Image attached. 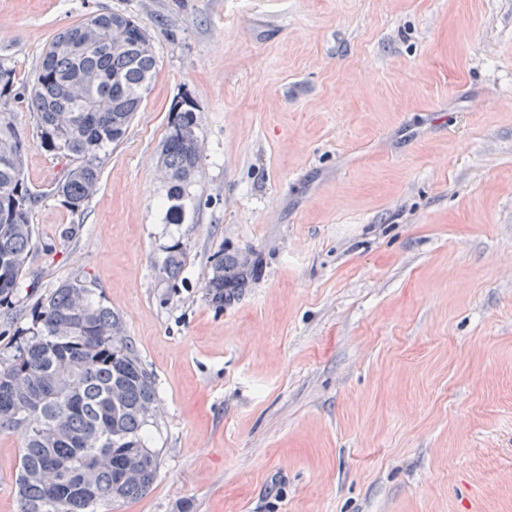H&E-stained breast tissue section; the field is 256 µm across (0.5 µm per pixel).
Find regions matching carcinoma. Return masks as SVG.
I'll return each mask as SVG.
<instances>
[{"label":"carcinoma","instance_id":"carcinoma-1","mask_svg":"<svg viewBox=\"0 0 512 512\" xmlns=\"http://www.w3.org/2000/svg\"><path fill=\"white\" fill-rule=\"evenodd\" d=\"M119 13L91 14L59 33L40 55L29 93L37 137L50 152L75 165L57 182L73 212L97 190L100 152L120 140L156 75L154 53L142 54L146 32L134 26L123 43L112 40ZM16 73L0 57V98L13 91ZM160 161L169 172L167 214L178 223L182 200L200 157L196 105L171 108ZM26 145L13 124L0 126V305L16 304L20 278L34 237L32 210L41 194L24 173ZM185 253L170 247L164 262L177 282ZM223 275L209 276L211 300L224 305L248 272L236 255L219 257ZM120 318L78 281L61 283L41 300L31 325L18 331L13 353L0 359V429L24 433L17 484L20 512H97L102 503L135 499L153 484L156 452L147 444L154 417L142 412L157 402L152 375L130 340L113 341ZM112 466L98 468L100 452ZM137 473L130 480L126 474Z\"/></svg>","mask_w":512,"mask_h":512}]
</instances>
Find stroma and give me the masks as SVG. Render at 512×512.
<instances>
[{
  "mask_svg": "<svg viewBox=\"0 0 512 512\" xmlns=\"http://www.w3.org/2000/svg\"><path fill=\"white\" fill-rule=\"evenodd\" d=\"M105 12L146 31L157 75L75 214L29 85ZM0 54L42 194L0 357L80 280L157 388V478L99 512H512V0H0ZM185 98L202 151L170 224L159 156ZM222 254L255 272L220 306ZM22 444L0 431V512ZM169 254L164 262V272L169 282L175 285L180 279L184 267L185 253L177 242L169 248Z\"/></svg>",
  "mask_w": 512,
  "mask_h": 512,
  "instance_id": "35a3bbf8",
  "label": "stroma"
}]
</instances>
